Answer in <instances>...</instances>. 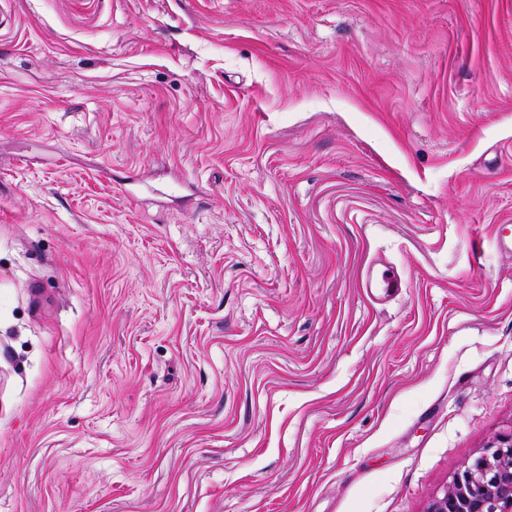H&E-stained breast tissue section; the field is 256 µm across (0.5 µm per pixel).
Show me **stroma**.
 Segmentation results:
<instances>
[{"label": "stroma", "mask_w": 512, "mask_h": 512, "mask_svg": "<svg viewBox=\"0 0 512 512\" xmlns=\"http://www.w3.org/2000/svg\"><path fill=\"white\" fill-rule=\"evenodd\" d=\"M500 224L512 0H0V512H426Z\"/></svg>", "instance_id": "stroma-1"}]
</instances>
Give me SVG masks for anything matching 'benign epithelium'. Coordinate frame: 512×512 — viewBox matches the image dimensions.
I'll use <instances>...</instances> for the list:
<instances>
[{
    "label": "benign epithelium",
    "mask_w": 512,
    "mask_h": 512,
    "mask_svg": "<svg viewBox=\"0 0 512 512\" xmlns=\"http://www.w3.org/2000/svg\"><path fill=\"white\" fill-rule=\"evenodd\" d=\"M427 512H512V431L500 433L454 473L449 490Z\"/></svg>",
    "instance_id": "obj_1"
}]
</instances>
